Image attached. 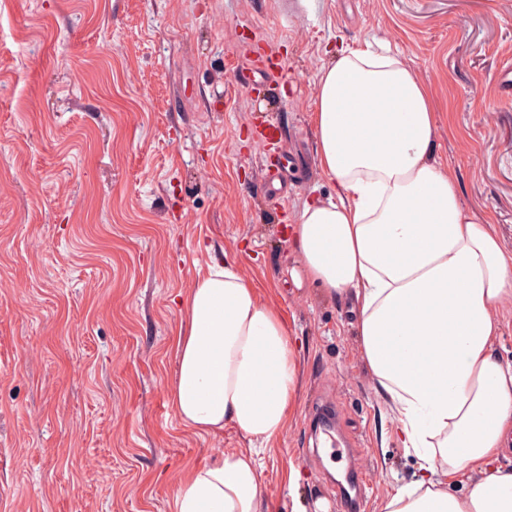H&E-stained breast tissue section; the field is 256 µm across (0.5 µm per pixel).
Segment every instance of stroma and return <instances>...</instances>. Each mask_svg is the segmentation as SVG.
Segmentation results:
<instances>
[{"label":"stroma","mask_w":512,"mask_h":512,"mask_svg":"<svg viewBox=\"0 0 512 512\" xmlns=\"http://www.w3.org/2000/svg\"><path fill=\"white\" fill-rule=\"evenodd\" d=\"M388 41L435 96L436 152L464 206L512 253V0H0V512H172L195 464L244 450L169 405L181 302L215 263L283 315L302 372L287 430L259 456L263 512H365L417 478L360 349L356 303L308 279L288 242L335 194L311 127L330 53ZM276 58L271 88L238 66ZM297 159L283 199L254 124ZM340 456L316 451L321 409Z\"/></svg>","instance_id":"1"}]
</instances>
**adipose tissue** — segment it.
I'll use <instances>...</instances> for the list:
<instances>
[{"mask_svg":"<svg viewBox=\"0 0 512 512\" xmlns=\"http://www.w3.org/2000/svg\"><path fill=\"white\" fill-rule=\"evenodd\" d=\"M430 88L395 54L337 51L311 124L336 192L304 203L294 249L305 276L353 294L361 351L420 477L385 512H512V471L491 463L512 431V365L495 353L512 254L462 203L436 156ZM170 405L188 428L234 427L248 450L192 469L174 512H262L257 455L288 427L300 377L281 313L236 266L209 267L182 310ZM481 471L466 496L450 475Z\"/></svg>","mask_w":512,"mask_h":512,"instance_id":"ef3b65f1","label":"adipose tissue"}]
</instances>
